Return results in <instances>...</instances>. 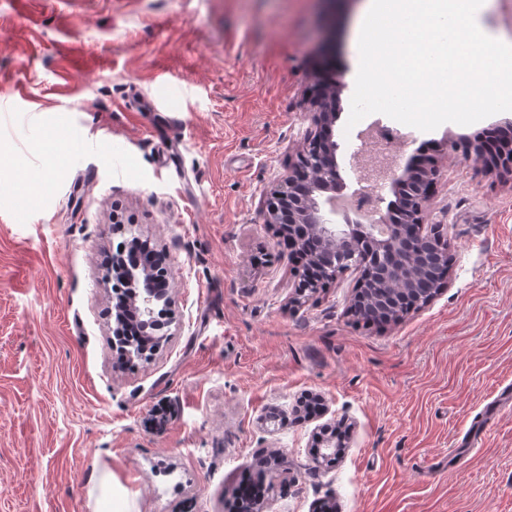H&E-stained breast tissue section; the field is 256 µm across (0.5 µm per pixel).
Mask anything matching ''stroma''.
<instances>
[{"mask_svg":"<svg viewBox=\"0 0 512 512\" xmlns=\"http://www.w3.org/2000/svg\"><path fill=\"white\" fill-rule=\"evenodd\" d=\"M363 9L0 0V512H91L107 470L130 512H239L248 479L265 512H512V172L452 150L512 112L403 126L398 163L438 162L424 222L452 265L398 320L354 322L353 270L295 302L262 222L314 131L320 67L348 187L360 131L390 122L346 126ZM116 214L166 253L174 313L159 350L123 363L102 267ZM271 408L284 427L262 423ZM334 423L349 444L315 466Z\"/></svg>","mask_w":512,"mask_h":512,"instance_id":"1","label":"stroma"}]
</instances>
